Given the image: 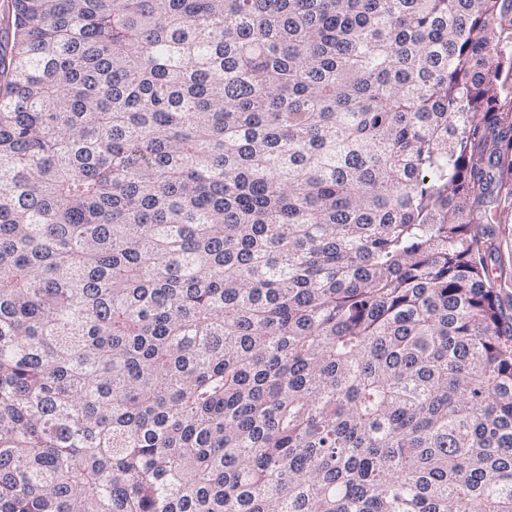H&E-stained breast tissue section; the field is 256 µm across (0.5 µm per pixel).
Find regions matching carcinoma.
Here are the masks:
<instances>
[{"label": "carcinoma", "instance_id": "1", "mask_svg": "<svg viewBox=\"0 0 512 512\" xmlns=\"http://www.w3.org/2000/svg\"><path fill=\"white\" fill-rule=\"evenodd\" d=\"M0 512H512V0H10Z\"/></svg>", "mask_w": 512, "mask_h": 512}]
</instances>
